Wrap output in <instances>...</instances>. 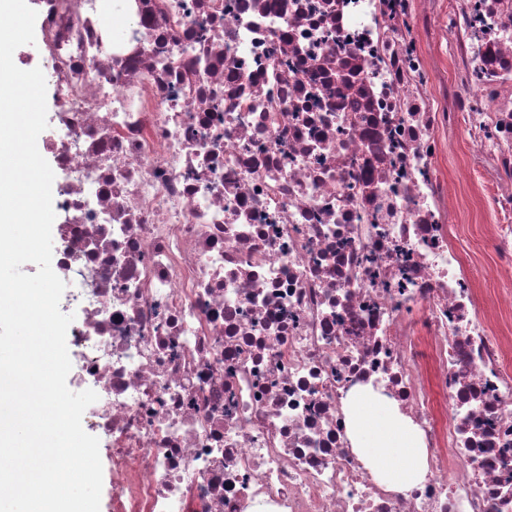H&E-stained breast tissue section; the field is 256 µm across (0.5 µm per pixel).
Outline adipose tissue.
Wrapping results in <instances>:
<instances>
[{"label":"adipose tissue","instance_id":"ef3b65f1","mask_svg":"<svg viewBox=\"0 0 512 512\" xmlns=\"http://www.w3.org/2000/svg\"><path fill=\"white\" fill-rule=\"evenodd\" d=\"M349 416L358 455L389 488H415L426 473V451L413 432L376 399L352 397Z\"/></svg>","mask_w":512,"mask_h":512}]
</instances>
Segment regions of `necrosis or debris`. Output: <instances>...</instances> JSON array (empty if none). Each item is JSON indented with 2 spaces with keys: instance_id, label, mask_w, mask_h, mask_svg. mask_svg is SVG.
Masks as SVG:
<instances>
[{
  "instance_id": "4bbe7bcc",
  "label": "necrosis or debris",
  "mask_w": 512,
  "mask_h": 512,
  "mask_svg": "<svg viewBox=\"0 0 512 512\" xmlns=\"http://www.w3.org/2000/svg\"><path fill=\"white\" fill-rule=\"evenodd\" d=\"M33 3L113 512H512V332L436 168L466 143L511 279L512 0ZM361 391L427 449L416 488L355 452Z\"/></svg>"
}]
</instances>
